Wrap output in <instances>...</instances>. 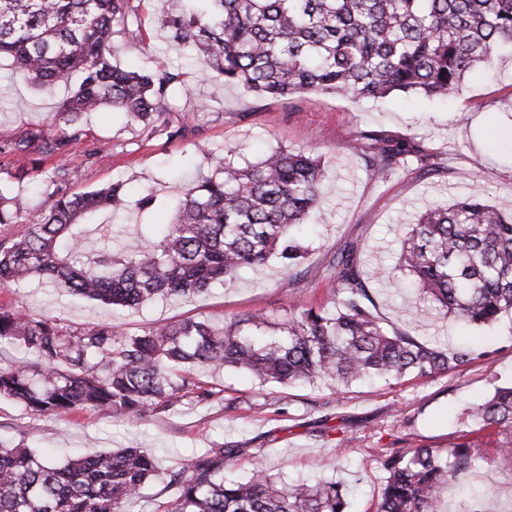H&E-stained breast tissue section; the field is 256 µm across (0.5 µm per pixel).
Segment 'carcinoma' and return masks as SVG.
Returning a JSON list of instances; mask_svg holds the SVG:
<instances>
[{"label": "carcinoma", "instance_id": "carcinoma-1", "mask_svg": "<svg viewBox=\"0 0 512 512\" xmlns=\"http://www.w3.org/2000/svg\"><path fill=\"white\" fill-rule=\"evenodd\" d=\"M130 0H0V59L14 80L50 88L77 76L58 106L64 128L42 126L0 136V157L14 178L40 172L49 205L39 214L27 199L0 191V285L38 277L73 294L121 308L158 297L190 298L240 270L281 259L301 267L306 248L293 228L321 205L322 168L311 153L276 149L240 166L220 154L211 172L184 186L180 207L163 236L113 250L87 247V216L121 211L124 184L80 193L66 188V171L42 169L83 136L81 117L118 109L149 126L160 121L176 73H139L112 63L114 27ZM215 10L177 12L153 0L160 28L195 50L196 65L224 82L260 96L291 100L337 95L353 101L420 92L458 95L467 73L490 66L498 48L512 44V0H210ZM356 153L383 178L408 163L428 175L441 169L413 137L362 131ZM401 263L423 302L464 324H492L512 312V215L481 194L421 213L404 239ZM323 277L331 307L296 306L271 326L253 312L224 318H185L127 336L110 323L64 329L0 307V346L17 344L38 362L0 367V397L33 415L86 409L140 419L189 397L216 392L202 370L232 369L260 385L328 381L341 390L378 377L401 382L456 370L478 358L460 344L441 350L385 326L360 269L357 247L326 256ZM273 328L274 334L264 333ZM480 424L451 448L393 451L384 470L376 512H436L442 491L481 459V432L496 430L502 457H512V385L470 411ZM240 452L219 446L184 461L172 475L176 497L161 512H350L339 482L288 484L257 465L246 480L224 478V459ZM155 472L153 457L122 448L62 467L26 448L0 445V512H130Z\"/></svg>", "mask_w": 512, "mask_h": 512}]
</instances>
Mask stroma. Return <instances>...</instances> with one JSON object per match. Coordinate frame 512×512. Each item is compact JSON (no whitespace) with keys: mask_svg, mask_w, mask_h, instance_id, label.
<instances>
[{"mask_svg":"<svg viewBox=\"0 0 512 512\" xmlns=\"http://www.w3.org/2000/svg\"><path fill=\"white\" fill-rule=\"evenodd\" d=\"M130 5L127 25L118 27L113 38V62L179 74L184 88L170 96L164 121L152 127L108 108L84 117L82 141L62 158L70 191L120 181L131 201L122 214L96 216L109 232L103 238L91 235L89 247L106 242L117 250L137 240L140 225L169 223L184 176L209 172L212 152H230L244 164L278 148L310 151L321 159L323 207L302 228L309 273L288 276L273 260L192 299L159 297L136 309H115L36 279L0 286V306L52 318L67 329L110 322L129 334L187 317L220 323L225 315L257 310L280 322L297 301L328 306L323 259L352 243L385 323L445 348L467 339L481 356L464 369L398 384L356 382L341 391L325 382L262 386L235 372L203 373L200 381L217 391L209 403L185 401L129 422L92 409L34 416L0 398V442L60 465L118 448L152 455L157 472L141 488L134 512H157L175 496L170 479L183 460L220 443L240 450L225 461V478L249 476L260 461L270 474L292 483H344L352 489L350 512H375L384 454L452 446L476 428L469 409L495 387L512 383V316L503 315L491 327H459L440 316L417 318L412 278L399 263L401 241L420 210L455 203L478 188L496 208L512 211V48L499 49L494 66L469 74L460 94L445 103L420 93L360 102L310 95L291 112L283 100L257 96L200 71L190 62L189 49L158 28L152 0H130ZM70 86L64 80L46 92L11 80L1 60L0 135L54 124L56 107ZM186 122L191 132L177 135ZM361 130L416 137L438 156L442 169L423 176L401 167L374 178L353 149ZM148 193L153 203L138 208L137 200ZM483 453V460L449 484L439 512H512V461L501 458L493 444Z\"/></svg>","mask_w":512,"mask_h":512,"instance_id":"obj_1","label":"stroma"}]
</instances>
